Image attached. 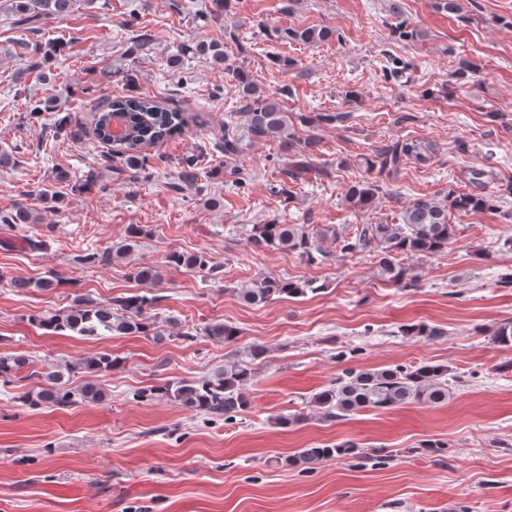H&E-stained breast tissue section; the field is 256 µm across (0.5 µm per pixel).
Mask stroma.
<instances>
[{"label": "stroma", "instance_id": "stroma-1", "mask_svg": "<svg viewBox=\"0 0 512 512\" xmlns=\"http://www.w3.org/2000/svg\"><path fill=\"white\" fill-rule=\"evenodd\" d=\"M399 12H392V4ZM93 0L31 33L0 13V210L24 205L35 223L0 224V353L47 371L99 351L121 364L72 372L71 386L100 385L105 397L66 409L31 410L27 380L0 384V512H512V347L491 333L512 321V0ZM327 27L325 42L294 30ZM236 42H229L228 33ZM148 34L147 50L135 38ZM61 41L44 82L25 74L27 50ZM194 41L223 44L229 69L203 55L168 61ZM276 98L294 150L310 165L283 173L276 137H247L238 112L242 80ZM125 94L157 97L188 111V132L149 147L143 166L110 158L92 132V104ZM52 100L32 112L33 101ZM335 122H316L317 114ZM70 118L61 131L58 116ZM243 147L225 160V132ZM399 139L433 148L427 163L368 168L374 149ZM198 159L195 190L171 188L179 162ZM68 178L59 182L56 170ZM482 170L496 209L454 211L446 252L404 255L414 285L380 275L366 255H341L338 238L360 224L398 223L420 197L471 193ZM379 193L358 210L354 185ZM142 226L123 256L113 245ZM261 224H304L322 251L308 260L249 241ZM43 241L18 248L20 237ZM107 255L78 265L75 256ZM172 252L200 253L211 270L167 266ZM161 267L147 316L162 338L141 334L85 339L37 320L71 308L77 296L108 303L144 292L132 271ZM57 273L48 291L11 288L14 277ZM268 275L311 280L319 290L259 306L241 289ZM237 328L235 342L201 335L211 322ZM424 323L434 338L402 335ZM196 330L189 341L180 333ZM255 344L265 358L247 388L248 408L230 424L207 423L166 398L135 390L214 377ZM352 351L349 361L338 351ZM432 362L451 382L444 404L364 409L330 421L317 393L345 367L379 369ZM300 415L284 427L278 419ZM341 441L354 456L305 469L287 457ZM427 441L447 443L425 454Z\"/></svg>", "mask_w": 512, "mask_h": 512}]
</instances>
